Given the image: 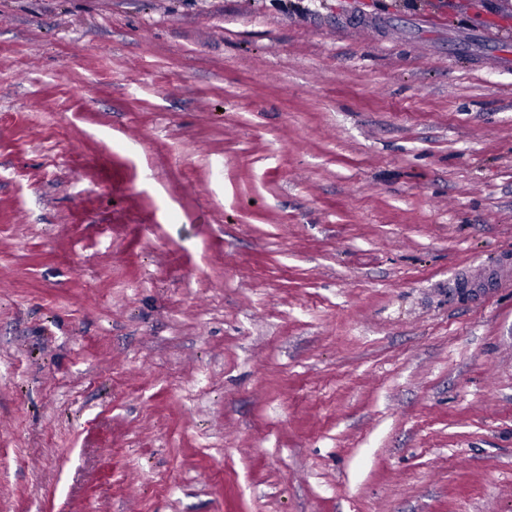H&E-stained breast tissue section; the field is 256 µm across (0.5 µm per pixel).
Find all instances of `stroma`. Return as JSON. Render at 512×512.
Returning a JSON list of instances; mask_svg holds the SVG:
<instances>
[{"instance_id": "obj_1", "label": "stroma", "mask_w": 512, "mask_h": 512, "mask_svg": "<svg viewBox=\"0 0 512 512\" xmlns=\"http://www.w3.org/2000/svg\"><path fill=\"white\" fill-rule=\"evenodd\" d=\"M0 512H512V12L0 0Z\"/></svg>"}]
</instances>
